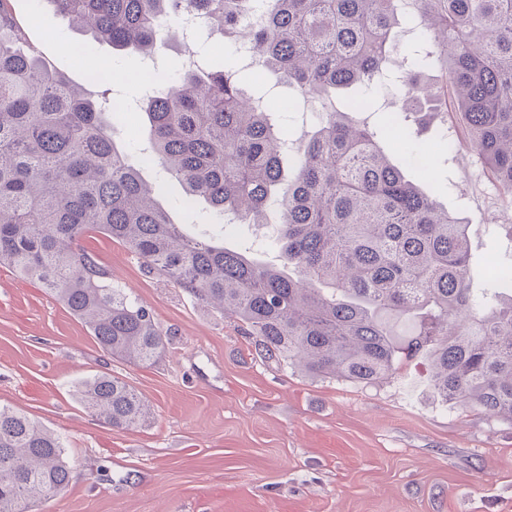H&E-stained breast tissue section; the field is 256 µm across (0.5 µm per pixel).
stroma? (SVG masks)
<instances>
[{"instance_id": "stroma-1", "label": "stroma", "mask_w": 512, "mask_h": 512, "mask_svg": "<svg viewBox=\"0 0 512 512\" xmlns=\"http://www.w3.org/2000/svg\"><path fill=\"white\" fill-rule=\"evenodd\" d=\"M12 6L30 21L44 58L92 98L103 86L89 77L90 63L108 68L114 93L130 103L141 96V76L172 80L191 51L253 74L237 46L217 35L173 34L148 65L95 41L45 0ZM70 42L84 44L85 59L66 52ZM266 83L295 139L347 99L341 90L292 110V89L272 77ZM463 129L457 115L396 147L431 158L410 179L426 182L443 208L468 222L477 290L488 257L512 268V199L463 143ZM449 140L454 149H446ZM277 221L273 212L266 225H238L224 245L273 261ZM83 245L151 310L166 347L150 365L113 360L53 296L0 268V406L57 432L71 466L67 492L34 512H512V422L443 402L428 357L403 360L378 384L314 378L263 360L239 324L150 271L123 243L92 233ZM102 372L150 402L145 422L121 430L84 408L73 384Z\"/></svg>"}]
</instances>
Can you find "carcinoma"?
Here are the masks:
<instances>
[{"mask_svg":"<svg viewBox=\"0 0 512 512\" xmlns=\"http://www.w3.org/2000/svg\"><path fill=\"white\" fill-rule=\"evenodd\" d=\"M61 16L121 50L150 55L165 20L188 8L210 32L245 33L262 69L302 97L355 88L349 112L375 107L392 81L402 112L427 125L460 112L467 144L512 197V0H46ZM258 11L255 26L244 23ZM414 21L430 51L404 55L399 25ZM150 163L180 182L184 211L199 200L217 216L265 224L276 208L278 265L187 235L157 202L161 187L113 139L119 116L96 104L30 42L11 0H0V267L55 297L112 359L151 364L165 349L153 314L112 285L84 249L97 232L124 243L149 269L246 326L259 355L311 377L372 384L422 351L443 400L512 421V273L470 288L469 224L442 208L384 147L388 127L354 125L328 111L296 143L264 95L228 65L181 64L171 89L153 94ZM421 315L413 336L391 334L383 316ZM80 402L117 429L151 408L109 373L75 382ZM62 438L0 406V512H30L69 487Z\"/></svg>","mask_w":512,"mask_h":512,"instance_id":"obj_1","label":"carcinoma"}]
</instances>
